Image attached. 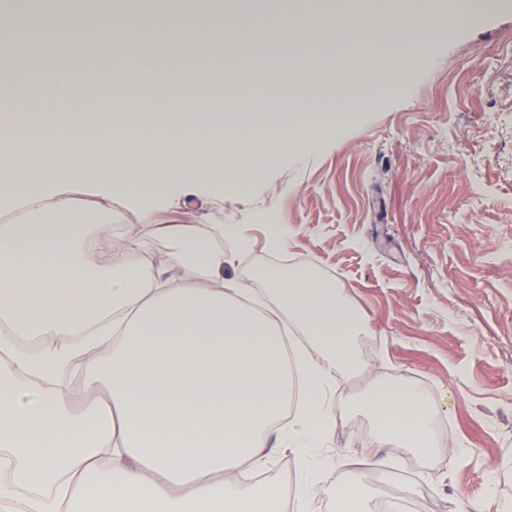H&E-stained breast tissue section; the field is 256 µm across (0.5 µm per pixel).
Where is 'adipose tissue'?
I'll use <instances>...</instances> for the list:
<instances>
[{"label": "adipose tissue", "instance_id": "ef3b65f1", "mask_svg": "<svg viewBox=\"0 0 512 512\" xmlns=\"http://www.w3.org/2000/svg\"><path fill=\"white\" fill-rule=\"evenodd\" d=\"M371 0H338L334 10H283L282 28L304 33L290 43L292 59L335 63L336 84L351 89L363 72L362 93L397 88L423 63L403 47L425 44L467 27L477 0H388L374 24ZM30 22L0 12L11 40L42 39L70 51L80 70L113 64L153 71V58L125 54L118 23L87 27L79 17L48 19L32 0ZM235 29L209 19L196 30L171 22L143 38L169 51L194 42L204 52L192 70L215 68L213 44L234 41ZM381 41L401 64L385 75L360 56L334 61L335 42ZM12 105L0 114V450L18 459L0 500L36 490L26 512H283L279 488L242 483V463H263L270 444L318 448L333 427L337 374H357L353 339L363 330L343 284L292 264L266 277L267 301L250 304L251 290L224 274L225 240L249 242L238 225L199 233L192 224H160L169 250L150 260L153 246L112 229L108 210L86 211L71 198L87 191L132 202L152 222L169 189L200 184L223 194L225 184H248L277 157H303L317 133L346 123V113L292 112L267 133L242 115L196 113L133 120L99 102L92 114L60 112L53 92L41 108L16 82ZM131 143L122 153L105 143ZM165 145L146 161L139 143ZM43 157L40 165L30 156ZM92 164H85V157ZM297 332L296 381L283 368L284 332ZM77 368L84 388L106 385L109 399L73 407L48 380ZM296 413L288 430L271 438L290 391ZM384 443L426 453L442 447L424 395L402 378L370 383L360 402Z\"/></svg>", "mask_w": 512, "mask_h": 512}]
</instances>
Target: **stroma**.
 Wrapping results in <instances>:
<instances>
[{"mask_svg":"<svg viewBox=\"0 0 512 512\" xmlns=\"http://www.w3.org/2000/svg\"><path fill=\"white\" fill-rule=\"evenodd\" d=\"M419 74L396 91L357 100L356 121L322 132L298 160L281 158L262 179L214 200L203 188L181 189L159 211L161 224H235L249 249L225 273L265 296L264 277L298 263L339 279L375 341L365 379L405 378L423 393L447 449L427 455L377 442L376 426L349 402L359 382L337 377L335 426L324 447L305 455L277 448L258 475L295 506V488L312 471L330 502L345 485L360 490L371 512L398 501L405 512H494L512 498V0H496L465 29L415 48ZM261 77L205 75L209 100L223 108L249 93L250 111L284 112L280 76L303 64L263 56ZM40 106L45 88L62 111H94L122 92L112 76L100 94L81 92L71 71L16 70ZM144 113L182 111L170 77H140ZM291 227L287 251L266 247L265 218Z\"/></svg>","mask_w":512,"mask_h":512,"instance_id":"stroma-1","label":"stroma"}]
</instances>
